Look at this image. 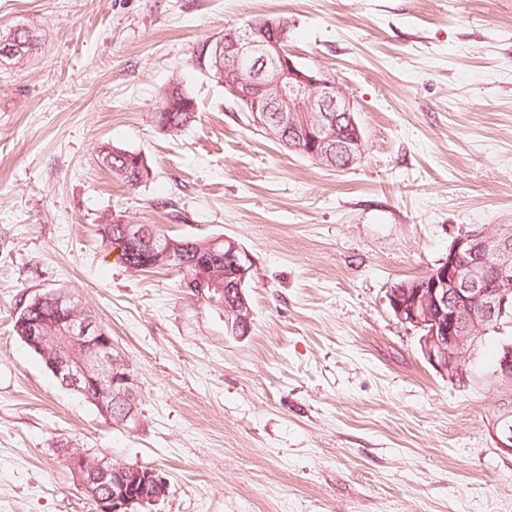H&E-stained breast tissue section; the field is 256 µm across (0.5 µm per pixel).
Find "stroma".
<instances>
[{"label": "stroma", "instance_id": "1", "mask_svg": "<svg viewBox=\"0 0 512 512\" xmlns=\"http://www.w3.org/2000/svg\"><path fill=\"white\" fill-rule=\"evenodd\" d=\"M288 21V48L348 92L364 153L331 171L240 120L196 49ZM40 42L0 62V512H96L68 453L156 469L145 512H512V454L488 424L512 325L452 381L387 294L460 235L512 224V0H0ZM187 88L198 117L155 121ZM142 154L140 187L98 160ZM115 211L252 256L247 333L173 269L136 272L102 242ZM75 293L139 383L112 425L13 332L35 295ZM163 105H169V112L166 108L159 109L156 120L162 122L161 125H167L164 123L167 119V115L164 113H168V127L161 126L160 129L169 135H178L183 132L197 117V103L190 92L181 84H178L175 88H173V84H169L162 90L156 109Z\"/></svg>", "mask_w": 512, "mask_h": 512}]
</instances>
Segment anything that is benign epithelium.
Returning a JSON list of instances; mask_svg holds the SVG:
<instances>
[{
    "label": "benign epithelium",
    "mask_w": 512,
    "mask_h": 512,
    "mask_svg": "<svg viewBox=\"0 0 512 512\" xmlns=\"http://www.w3.org/2000/svg\"><path fill=\"white\" fill-rule=\"evenodd\" d=\"M288 27L284 20L266 18L224 37V87L245 102L250 122L260 130H285L288 149L303 151L316 160L339 152L344 133L339 122H349L346 144L348 164L362 153V136L345 89L320 70L302 66L288 52ZM261 58L259 75L246 63ZM123 236L116 242L133 255L132 268L153 266L182 268L190 265L186 249L170 236H158L125 216L114 217ZM206 247L216 256L197 267L186 280L197 297L224 292V314L234 332L250 327L251 308L244 285L252 271L250 254L233 238L209 237ZM231 263L234 280L223 277L222 261ZM497 286L485 287L488 268ZM55 315L24 322L22 340L39 354L53 376L115 419L114 425L130 429L139 424V385L130 364L112 343L85 318L86 308L69 290L48 292ZM396 318L420 330L421 350L427 361L450 380L465 376V357L473 334L496 323L512 324V230L472 231L458 237L448 258L413 283L388 293ZM490 433L498 447L512 454V408L492 421ZM71 472L97 506V512H137L168 494V483L158 471L122 462L107 463L72 453Z\"/></svg>",
    "instance_id": "benign-epithelium-1"
}]
</instances>
